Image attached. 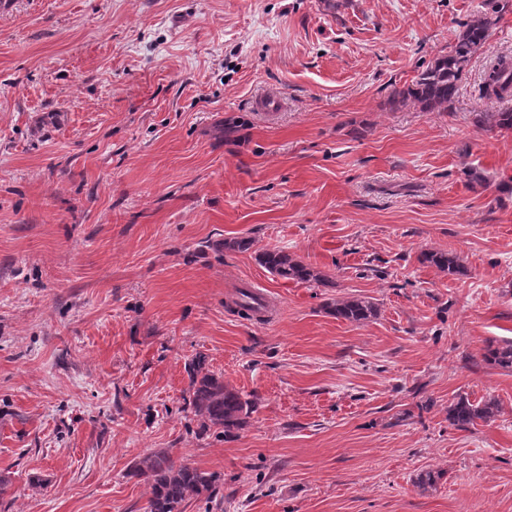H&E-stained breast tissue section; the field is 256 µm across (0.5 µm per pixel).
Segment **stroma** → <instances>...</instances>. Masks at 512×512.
Here are the masks:
<instances>
[{"instance_id":"35a3bbf8","label":"stroma","mask_w":512,"mask_h":512,"mask_svg":"<svg viewBox=\"0 0 512 512\" xmlns=\"http://www.w3.org/2000/svg\"><path fill=\"white\" fill-rule=\"evenodd\" d=\"M490 1L0 0V512H146L159 451L221 477L184 512H512V373L482 361L512 340V130L479 123L512 108L482 90L512 0L450 111L389 102ZM246 283L274 318L231 309ZM199 353L256 402L238 436L189 409ZM459 396L499 413L459 430ZM260 264L272 275L301 282L328 286L329 278L303 261L280 250H265L258 255ZM423 260L450 274L466 275L467 273V269L456 256H449L443 252H426L423 254ZM327 310L337 319L352 323L364 324L377 315V306L374 302L361 297H342L327 304Z\"/></svg>"}]
</instances>
